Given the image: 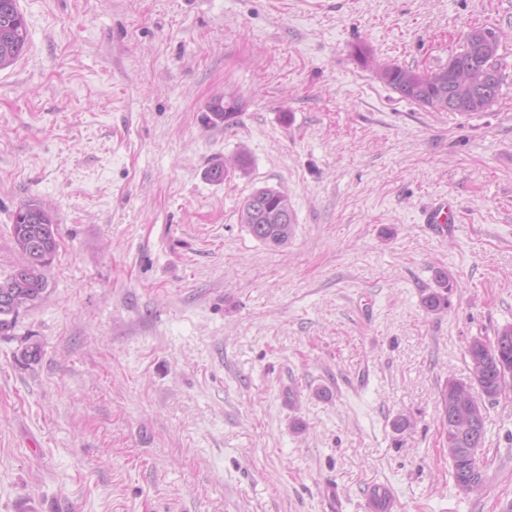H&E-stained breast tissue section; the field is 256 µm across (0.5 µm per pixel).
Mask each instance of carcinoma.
Returning <instances> with one entry per match:
<instances>
[{
	"mask_svg": "<svg viewBox=\"0 0 512 512\" xmlns=\"http://www.w3.org/2000/svg\"><path fill=\"white\" fill-rule=\"evenodd\" d=\"M28 28L18 7V0H0V70L12 66L28 44ZM455 71L448 68L419 72L398 65L377 71L378 77L401 98L427 105L438 112L448 111L453 100L460 114L488 109L497 99L502 85L501 64L488 54L486 46L463 36L462 48L453 55ZM239 100L219 96L209 105L208 120L214 124H231L238 115ZM240 223L260 243L270 248L288 244L296 219L288 196L273 187L254 190L240 208ZM11 241L22 256V262L0 279V335L7 336L15 328L20 309L42 297L47 281L44 268L59 248L58 224L49 210L39 204H26L12 217ZM439 289L427 294L423 307L438 312L448 306V274L438 273ZM473 382L490 399L499 396L507 378H512V324L497 331L494 340L473 338L466 347ZM471 387L453 379L440 390V424L453 452L448 455L451 476L456 488L471 485L480 493L486 484L484 463L477 462L471 449L482 448L486 440V418H475L466 427L457 420L468 415L471 407L465 400Z\"/></svg>",
	"mask_w": 512,
	"mask_h": 512,
	"instance_id": "carcinoma-1",
	"label": "carcinoma"
}]
</instances>
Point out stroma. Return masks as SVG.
<instances>
[{"label":"stroma","instance_id":"35a3bbf8","mask_svg":"<svg viewBox=\"0 0 512 512\" xmlns=\"http://www.w3.org/2000/svg\"><path fill=\"white\" fill-rule=\"evenodd\" d=\"M19 5L0 277L20 206L50 209L60 245L0 336V512H367L376 485L392 512H505L512 386L472 391L479 498L453 483L438 397L471 383L472 338L512 324V0ZM474 27L499 36L486 111L375 74L446 65ZM221 95L241 103L229 126L208 120ZM264 186L296 217L279 249L239 222ZM439 197L459 215L444 237L421 220ZM438 285L440 290H434L423 299V307L427 312H438L448 306V275L445 272L438 273Z\"/></svg>","mask_w":512,"mask_h":512}]
</instances>
